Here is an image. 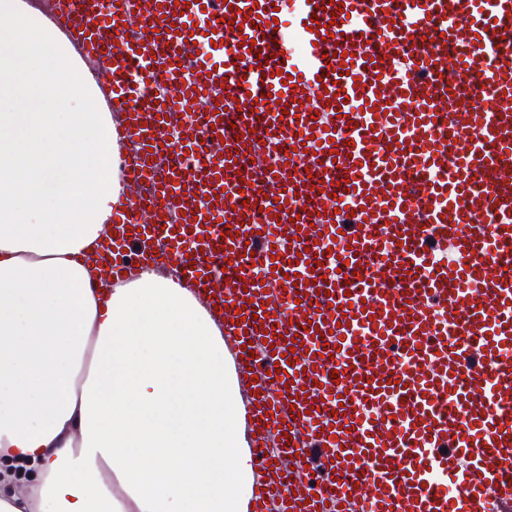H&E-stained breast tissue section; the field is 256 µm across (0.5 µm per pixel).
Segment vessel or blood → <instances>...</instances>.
<instances>
[{"mask_svg":"<svg viewBox=\"0 0 512 512\" xmlns=\"http://www.w3.org/2000/svg\"><path fill=\"white\" fill-rule=\"evenodd\" d=\"M342 2L51 0L121 147L112 279L223 324L246 512H512V0Z\"/></svg>","mask_w":512,"mask_h":512,"instance_id":"obj_1","label":"vessel or blood"}]
</instances>
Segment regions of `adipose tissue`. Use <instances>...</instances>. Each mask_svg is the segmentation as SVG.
<instances>
[{"instance_id": "adipose-tissue-1", "label": "adipose tissue", "mask_w": 512, "mask_h": 512, "mask_svg": "<svg viewBox=\"0 0 512 512\" xmlns=\"http://www.w3.org/2000/svg\"><path fill=\"white\" fill-rule=\"evenodd\" d=\"M109 113L0 0V512H242L224 337L174 270L106 287Z\"/></svg>"}]
</instances>
